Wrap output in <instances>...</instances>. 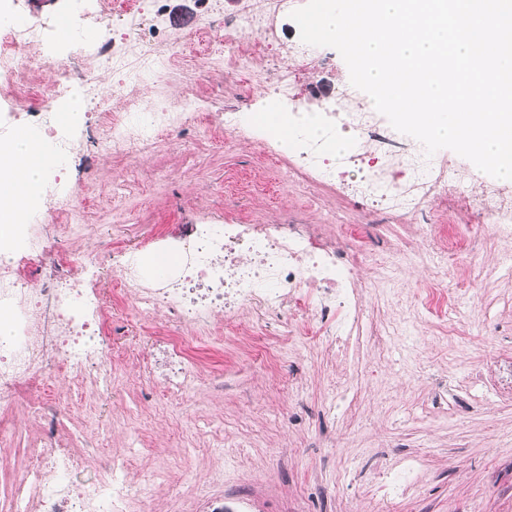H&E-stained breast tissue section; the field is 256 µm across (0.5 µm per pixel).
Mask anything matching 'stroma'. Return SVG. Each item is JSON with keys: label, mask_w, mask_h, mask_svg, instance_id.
<instances>
[{"label": "stroma", "mask_w": 512, "mask_h": 512, "mask_svg": "<svg viewBox=\"0 0 512 512\" xmlns=\"http://www.w3.org/2000/svg\"><path fill=\"white\" fill-rule=\"evenodd\" d=\"M205 40L193 38L169 69L143 85L146 106L183 91L204 99L210 112H260L269 104L266 62L256 59L253 78L239 82L225 63L199 65ZM19 73L0 71V135L16 123L34 125L49 117L43 87L66 67L76 75L87 62L64 50L30 48ZM294 93L305 109L336 100L347 109L365 108L367 96L349 81L337 50L320 47L311 74ZM121 151H103L83 140L70 164V181L80 195L81 229L66 236V248L111 265L112 249L146 246L171 225L202 217L243 218L278 224L288 218L312 224L326 235L345 226H385L375 251L384 268L361 273L371 286L363 297L368 318L358 363L345 368L313 327L288 319L267 322L256 310L232 324L218 321L205 332L172 325L163 317L136 316L129 295L116 288L104 313L106 326H121L117 343L144 344L151 336L189 337V355L210 384L173 400L143 387L134 365H112V389L98 398L93 387L70 388L59 433L68 447L94 444L99 453L128 454L134 474L165 472L151 485L154 512H371L370 496L387 469L405 459L419 462L416 482L395 499L391 512H512V401H492L484 391L460 394L457 411L440 382L456 375L466 358L483 370L498 350L512 352V277L500 274L499 257L512 240L478 239L476 212L463 200L433 197L407 217L373 215L366 199L351 189L357 174L344 168L335 184L306 183L286 175L256 144L224 133L195 139L193 130L160 140L145 155L121 196L112 187L126 169ZM438 224L468 235L469 258L434 272V242L418 241L415 265L392 263L401 224ZM466 297L440 321L425 298L446 300L449 288ZM296 331L285 355L270 360L269 339ZM352 392L343 409L328 400L340 377ZM38 382L19 389L0 430V486L20 479L40 429L29 399Z\"/></svg>", "instance_id": "35a3bbf8"}]
</instances>
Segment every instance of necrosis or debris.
Instances as JSON below:
<instances>
[{
    "label": "necrosis or debris",
    "instance_id": "obj_1",
    "mask_svg": "<svg viewBox=\"0 0 512 512\" xmlns=\"http://www.w3.org/2000/svg\"><path fill=\"white\" fill-rule=\"evenodd\" d=\"M67 2V26L53 18L1 28L0 69L17 68V47L68 43L95 69L111 72L132 89L153 81L183 51V39L166 30V0ZM241 3L232 33L210 35L208 47L223 49L228 68L244 82L252 76L256 56L279 43L278 21L293 0ZM92 11L111 17L113 29L110 38L88 44L77 19ZM245 39L251 49H242ZM314 53V47L303 42L289 43L287 59L273 72L271 94L288 101ZM279 121L287 125V132L239 112L205 111L201 99L192 94L181 96L171 109L144 106L131 93L121 111L96 115L97 141L104 150L143 152L162 137L181 133L191 122L208 137L220 129L242 139L258 134L274 142L270 155L276 161L298 156L306 162L304 174L309 179L332 181L336 162L328 156L326 141L309 139L295 113H280ZM323 126L332 135H357L347 160L360 174L357 193L371 202L373 211L406 216L427 197L449 195L467 200L479 212L480 233L505 236V226L512 222L511 196L487 200L461 182L451 165L424 159L418 145L412 150L415 163L384 166L381 155L369 153L365 144L378 143L382 150L393 145L395 136L376 127L364 113L344 119L327 112ZM73 127L70 120L39 124L42 138L53 146V200L27 214L21 225L25 253L0 255V308L9 312L13 323L12 333L0 337V409L12 404L19 387L29 381H40L44 388L29 405L40 422L42 439L29 452L24 476L0 491V512H151L150 482L134 478L127 455L80 454L62 447L57 434L62 398L53 389L59 375L75 384L94 379L103 397L112 382L113 360L125 355L105 334L106 289L90 285L82 276L88 256L52 252L36 242L44 226L55 221L57 199L66 195L65 173L76 147ZM155 249L180 257L179 266L161 278L145 270L144 252L138 247L112 252V274L140 316L160 314L172 323L200 325L235 320L242 309L255 306L272 319L286 317L313 325L343 360L359 337L365 315L359 260L368 248L364 235L355 229L331 239L307 224H221L203 219L174 225L156 239ZM188 344L186 338L164 336L156 338L154 346L136 350L139 372L149 388L178 398L203 383L201 369L186 353Z\"/></svg>",
    "mask_w": 512,
    "mask_h": 512
}]
</instances>
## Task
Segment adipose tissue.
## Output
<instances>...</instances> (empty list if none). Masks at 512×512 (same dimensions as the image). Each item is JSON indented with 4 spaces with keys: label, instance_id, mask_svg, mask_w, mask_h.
I'll list each match as a JSON object with an SVG mask.
<instances>
[{
    "label": "adipose tissue",
    "instance_id": "adipose-tissue-1",
    "mask_svg": "<svg viewBox=\"0 0 512 512\" xmlns=\"http://www.w3.org/2000/svg\"><path fill=\"white\" fill-rule=\"evenodd\" d=\"M42 143L20 138L18 133L0 142V247L9 248L16 227L23 220L14 205V178L25 175L36 199H43L46 169Z\"/></svg>",
    "mask_w": 512,
    "mask_h": 512
}]
</instances>
